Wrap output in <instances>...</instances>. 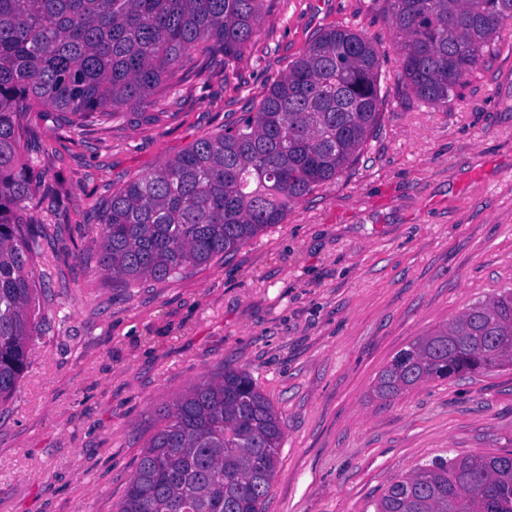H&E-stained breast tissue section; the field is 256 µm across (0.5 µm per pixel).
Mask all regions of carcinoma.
Here are the masks:
<instances>
[{
    "mask_svg": "<svg viewBox=\"0 0 512 512\" xmlns=\"http://www.w3.org/2000/svg\"><path fill=\"white\" fill-rule=\"evenodd\" d=\"M265 0H0V405L28 364L36 325L29 228L33 176L21 118L49 103L110 120L214 48L224 66L252 40ZM404 41L398 79L445 107L503 25L512 0H386ZM381 54L330 29L288 66L257 109L194 141L112 194L96 243L101 271L129 288L166 281L280 224L288 205L336 179L378 126ZM512 366V289L416 338L378 375L395 397L429 379ZM281 419L244 370L227 369L158 410L116 512H264ZM372 512H512V453L435 459L394 480Z\"/></svg>",
    "mask_w": 512,
    "mask_h": 512,
    "instance_id": "1",
    "label": "carcinoma"
}]
</instances>
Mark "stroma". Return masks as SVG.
<instances>
[{"mask_svg": "<svg viewBox=\"0 0 512 512\" xmlns=\"http://www.w3.org/2000/svg\"><path fill=\"white\" fill-rule=\"evenodd\" d=\"M381 54V121L353 165L239 249L164 282L101 272L112 192L254 111L331 28ZM385 0H267L232 66L193 60L147 104L72 123L29 112L37 338L0 406V512H115L160 407L247 370L285 422L265 512H369L438 457L512 452V369L378 399L418 336L512 289V28L436 107L397 78Z\"/></svg>", "mask_w": 512, "mask_h": 512, "instance_id": "obj_1", "label": "stroma"}]
</instances>
